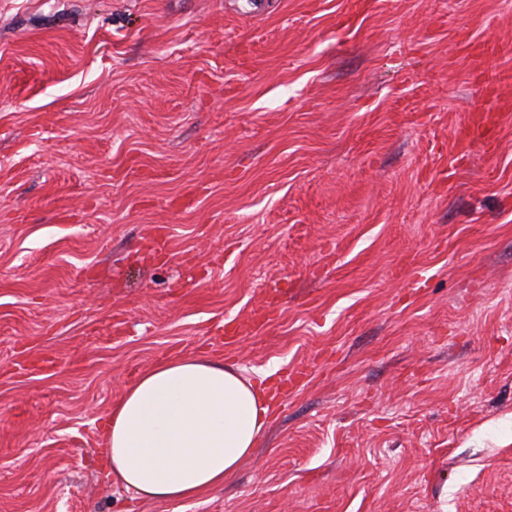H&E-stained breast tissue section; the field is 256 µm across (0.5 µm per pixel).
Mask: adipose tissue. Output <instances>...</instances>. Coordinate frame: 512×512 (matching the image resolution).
<instances>
[{
  "instance_id": "obj_1",
  "label": "adipose tissue",
  "mask_w": 512,
  "mask_h": 512,
  "mask_svg": "<svg viewBox=\"0 0 512 512\" xmlns=\"http://www.w3.org/2000/svg\"><path fill=\"white\" fill-rule=\"evenodd\" d=\"M269 414L261 383L236 366L196 357L156 365L112 408L108 472L140 500L194 498L236 474Z\"/></svg>"
}]
</instances>
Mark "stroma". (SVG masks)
Wrapping results in <instances>:
<instances>
[{
    "instance_id": "1",
    "label": "stroma",
    "mask_w": 512,
    "mask_h": 512,
    "mask_svg": "<svg viewBox=\"0 0 512 512\" xmlns=\"http://www.w3.org/2000/svg\"><path fill=\"white\" fill-rule=\"evenodd\" d=\"M351 8L0 0V512H512V0ZM186 356L308 373L223 488L115 494Z\"/></svg>"
}]
</instances>
